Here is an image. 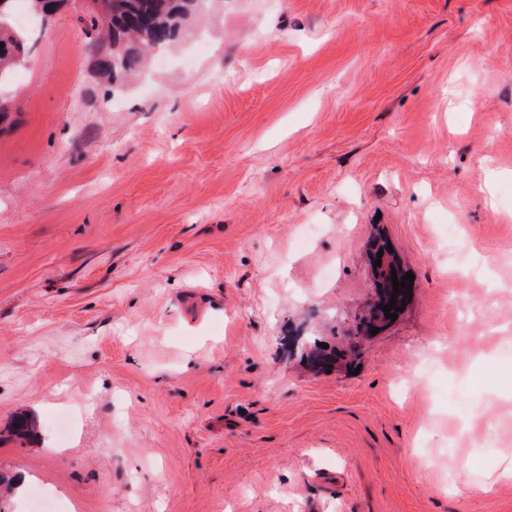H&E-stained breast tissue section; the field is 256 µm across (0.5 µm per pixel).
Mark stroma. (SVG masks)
<instances>
[{
	"mask_svg": "<svg viewBox=\"0 0 512 512\" xmlns=\"http://www.w3.org/2000/svg\"><path fill=\"white\" fill-rule=\"evenodd\" d=\"M83 12L0 126V472L67 512H512V0H221L114 88ZM387 244L412 298L366 335Z\"/></svg>",
	"mask_w": 512,
	"mask_h": 512,
	"instance_id": "1",
	"label": "stroma"
}]
</instances>
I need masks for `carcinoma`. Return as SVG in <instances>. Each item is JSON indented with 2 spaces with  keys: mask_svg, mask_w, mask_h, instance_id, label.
<instances>
[{
  "mask_svg": "<svg viewBox=\"0 0 512 512\" xmlns=\"http://www.w3.org/2000/svg\"><path fill=\"white\" fill-rule=\"evenodd\" d=\"M206 0H89L86 28L103 33L97 69L108 84L119 85L140 71L154 50L168 48ZM31 32L0 17V81L26 61Z\"/></svg>",
  "mask_w": 512,
  "mask_h": 512,
  "instance_id": "1",
  "label": "carcinoma"
}]
</instances>
